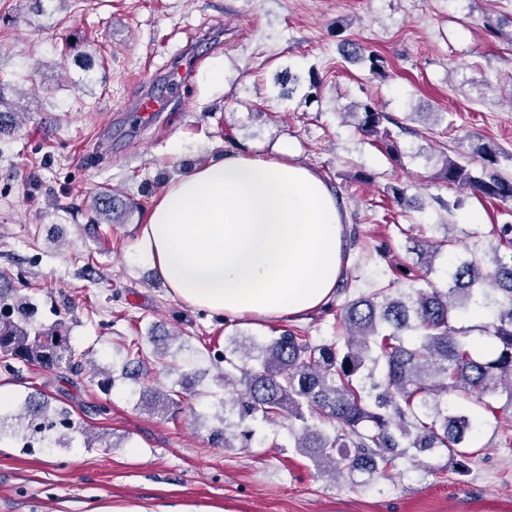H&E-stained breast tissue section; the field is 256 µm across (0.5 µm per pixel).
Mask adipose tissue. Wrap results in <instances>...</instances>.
I'll return each instance as SVG.
<instances>
[{
	"mask_svg": "<svg viewBox=\"0 0 512 512\" xmlns=\"http://www.w3.org/2000/svg\"><path fill=\"white\" fill-rule=\"evenodd\" d=\"M349 226L310 169L229 152L156 198L139 241L172 294L228 319L329 305Z\"/></svg>",
	"mask_w": 512,
	"mask_h": 512,
	"instance_id": "1",
	"label": "adipose tissue"
}]
</instances>
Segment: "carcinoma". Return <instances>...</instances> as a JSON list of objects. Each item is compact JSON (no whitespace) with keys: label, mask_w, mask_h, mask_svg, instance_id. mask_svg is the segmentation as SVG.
Instances as JSON below:
<instances>
[{"label":"carcinoma","mask_w":512,"mask_h":512,"mask_svg":"<svg viewBox=\"0 0 512 512\" xmlns=\"http://www.w3.org/2000/svg\"><path fill=\"white\" fill-rule=\"evenodd\" d=\"M342 51L367 63L373 75L385 73L386 60L365 54L357 43L344 41ZM351 116L357 130L398 146L383 127L387 116L372 98L356 104ZM497 149L477 142L470 156L443 157L435 179L450 189L466 188L479 197L512 203V174L501 168ZM480 171H475V167ZM136 204L119 191L105 187L94 193L90 210L99 224H120ZM434 239L407 236L409 251L417 256L424 281L446 248L454 243L448 225ZM498 244L490 259L468 252L448 268V287L412 288L403 292L392 280L358 296H348L350 282H339L336 292L346 296L336 310L342 335L314 343L297 329L259 339L236 332L227 337L224 351L210 358L219 368L215 382L224 390L220 426L209 442L224 448H249L252 424L290 422L293 448L320 474L342 475L350 483L368 484L387 476L403 459L443 451L459 461L488 450L470 441L484 424L474 408L494 421L497 447L512 448V224L492 229ZM479 307L490 316L480 326L457 327L454 318ZM29 299L0 272V355L45 370L81 368L83 356L70 344L66 322L58 320L33 329L27 320ZM125 347L122 374L140 381L151 374V361H161L163 336ZM477 331L492 344L481 354L467 338ZM200 372L183 375L181 390L142 385L138 407L161 416L180 410L183 393L195 386ZM463 400L448 404V395ZM47 394H28L16 414H0V437L37 438L50 445H68L83 427L70 410L51 404Z\"/></svg>","instance_id":"cac0c4a2"}]
</instances>
